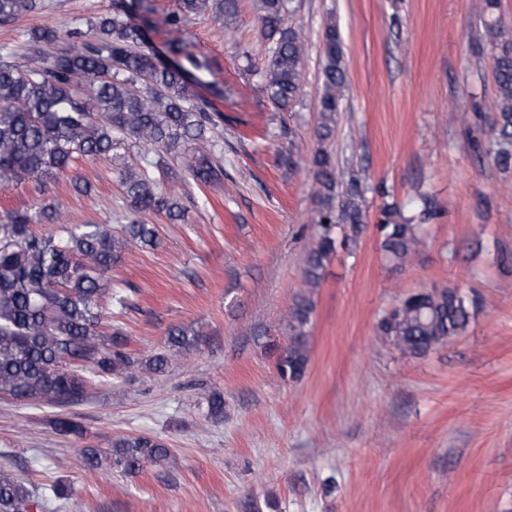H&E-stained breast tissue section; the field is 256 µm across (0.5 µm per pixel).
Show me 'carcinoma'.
Masks as SVG:
<instances>
[{
	"instance_id": "carcinoma-1",
	"label": "carcinoma",
	"mask_w": 512,
	"mask_h": 512,
	"mask_svg": "<svg viewBox=\"0 0 512 512\" xmlns=\"http://www.w3.org/2000/svg\"><path fill=\"white\" fill-rule=\"evenodd\" d=\"M151 0H129L97 17L90 30H71L67 47L57 53L35 52L24 65L0 60V181L44 184L47 177L72 173L73 189L84 196L91 186L75 173L85 159L114 157L122 147L137 146L143 164L115 169L122 187L126 223L119 233L101 224L64 225L59 208L40 199L0 219V395L59 409L79 402L88 386L145 367L162 374L169 352L201 343L193 329L167 330L166 347L146 361L128 348L118 329L107 334L98 299L104 274L131 245L152 247L158 229L142 217L185 220V207L172 189L153 178L150 155L187 159L193 180L207 184L222 171L213 162L210 134L224 126L222 112L210 110L191 81L203 63L188 52L192 17L214 8L228 26L237 18V0H179L165 22L176 37L162 58L147 48L145 24L134 18L153 12ZM36 0H0V22ZM256 10L267 46L263 68L254 71L270 100L280 109L293 106L302 87L305 42L285 22L287 0H257ZM323 86L317 126L318 147L311 157L318 210L314 245L303 261L304 284L317 288L336 244H355L369 187L352 171H342L321 143L334 130L346 82L343 40L334 22L322 32ZM494 81L499 112L488 131L486 152L501 170L512 167V40L496 45ZM33 224H60V237L38 235ZM376 228L384 258L406 266L421 240L422 225L404 217L401 207L383 202ZM314 303L309 292L297 295L288 316V345L280 349L279 375L296 380L309 359V327ZM471 312L459 288L445 286L405 296L378 322V331L402 355L417 358L463 335ZM60 435L83 438L86 427L59 412L51 420ZM112 465L124 473L145 462L170 458L166 443L143 434L112 441ZM34 493L27 483L0 472V512H29Z\"/></svg>"
}]
</instances>
